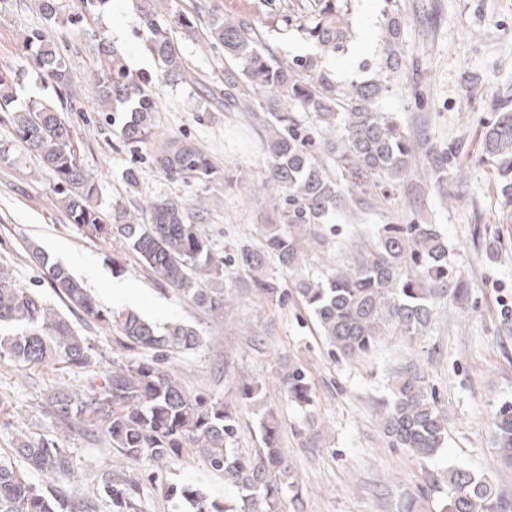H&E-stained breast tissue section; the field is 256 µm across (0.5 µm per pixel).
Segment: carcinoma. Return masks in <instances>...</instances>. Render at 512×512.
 <instances>
[{
  "instance_id": "obj_1",
  "label": "carcinoma",
  "mask_w": 512,
  "mask_h": 512,
  "mask_svg": "<svg viewBox=\"0 0 512 512\" xmlns=\"http://www.w3.org/2000/svg\"><path fill=\"white\" fill-rule=\"evenodd\" d=\"M145 46L161 65L164 78L198 89L203 99L215 93L193 76L170 33L158 21L149 0L141 6ZM348 0H309L305 12L284 15V29L312 43L315 52L287 62L267 44L270 31L255 19L201 11L176 14L189 38L204 35L208 48L224 49V111L248 112L262 121L263 177L260 185L274 200L273 214L261 225L259 247L241 245L229 258L214 254L198 215L170 198L151 201L134 217L116 206L104 212L94 203L97 187L81 162V147L59 112L68 83L67 68L54 44L33 30L23 45L33 55L37 78L53 86L56 98L18 100L26 71L0 70V119L12 125L17 141L39 156L56 178V203L83 236L118 243L164 286L177 290L197 307L224 315L226 261L252 275L253 287L269 302L288 300L270 265L292 273L293 292L317 322L331 351L345 359L370 354L387 336L420 335L430 324L436 303L447 297L463 304L469 288L448 260V240L436 224H384L374 248L322 280L300 274L305 246L317 229L338 217L369 209L366 195L383 197L397 189L409 169L412 145L397 116L381 103L392 92L401 68V22L388 19L384 52L374 77L339 82L325 58L352 40ZM206 22L204 30L198 23ZM95 51L106 64L96 79L97 111L120 140L136 147L152 134L155 86L131 71L121 54L104 40ZM330 134L328 155L312 150L311 129ZM482 148L503 175L512 173V111L503 110L485 128ZM448 147L429 155L433 185L448 196ZM172 181H212L216 167L190 140H173L153 159ZM43 278L67 302L102 328L117 332L138 351L112 360V370L87 390L56 388L46 409L64 432L103 438L121 461L179 459L187 449L199 453L209 470L224 476L234 491L221 499L202 484L154 483L173 502V512H282L286 492L296 486L288 456L280 448L279 427L271 414L260 419L262 448L243 455L235 448L241 407L260 405L262 388L243 379L231 400L194 392L166 367L168 357L202 346L199 332L183 323L157 326L135 312L114 314L41 247L30 245ZM97 356L63 314L51 308L36 288L17 284L0 265V361L22 369L63 364L83 369ZM288 401L300 410L313 404L307 371L298 363L281 377ZM382 428L394 448L417 458L437 455L448 441V419L414 363L399 368L388 384ZM494 444L500 462L512 467V402L494 413ZM14 454L0 459V512H95L86 499L60 488L32 482L22 466L48 479L78 478L71 452L48 437L18 431ZM448 493L440 512H512L491 481L461 466L446 471ZM107 512H143L141 485L123 474L101 476Z\"/></svg>"
}]
</instances>
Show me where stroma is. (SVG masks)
Segmentation results:
<instances>
[{"label": "stroma", "mask_w": 512, "mask_h": 512, "mask_svg": "<svg viewBox=\"0 0 512 512\" xmlns=\"http://www.w3.org/2000/svg\"><path fill=\"white\" fill-rule=\"evenodd\" d=\"M58 22H48L36 0H0V70L24 64L22 39L31 30L45 32L64 58L69 82L61 108L82 146L83 165L93 176L102 208L120 204L138 211L152 197L177 199L201 208L202 223L215 253L227 256L243 244L260 242L259 226L271 215L268 197L253 195L261 175L263 136L257 121L222 105H202L188 85L163 81L158 62L140 35L141 20L132 0H110L92 25L69 24L78 0H58ZM355 38L346 52L330 56L327 65L337 80H366L363 61L378 58L381 28L387 16L401 20L403 61L384 101L396 113L415 148L412 168L397 191L378 199L366 223H337L320 230L305 248V272L333 274L357 252L374 242L376 224H436L452 248L451 258L469 286L466 308L441 300L424 335L409 340L389 336L369 356L345 360L330 353L306 306L289 297L281 306L253 288L243 270L228 271L224 314L217 317L164 286L119 246L83 237L58 208L55 182L39 158L0 122V144L9 155L0 160V264L18 282L37 286L56 307L64 302L40 279L28 242H35L67 266L103 305H110L113 281L129 283L138 295L133 309L157 324L179 320L195 327L203 344L195 352L169 361L191 390L217 399L233 398L241 378L263 387L262 407L239 412L237 446L253 453L261 446L258 430L263 408L273 409L281 425L280 442L295 472L297 495L285 512H438L445 489H430L428 478L459 463L486 476L497 492L512 500V468L501 465L495 450L492 416L501 402L512 401V184L481 151L483 128L512 107V0H352ZM161 23L174 13L217 11L248 15L269 22L271 14H292L297 0H158ZM119 48L133 71L156 85L159 106L153 135L137 150L119 142L96 110L94 86L105 63L94 51V37ZM190 70L211 88L224 85L223 50H206L200 42L178 38ZM420 90L423 105L411 93ZM190 138L214 162L215 183L168 180L153 164L166 141ZM450 145L457 155L450 169L458 181L453 194L439 198L423 182L428 144ZM137 167L139 182L130 186L126 168ZM500 243L497 254L489 241ZM74 327L106 352V359L81 372L63 365L24 370L0 364V397L20 415L16 428L0 431V455L10 456L16 429L49 437L76 458L81 497L96 512H106L99 477L115 453L102 442L63 434L48 418L42 400L48 390L79 383L106 369L109 357L123 356L114 337L81 311L69 312ZM414 362L425 374L448 414V444L430 459H416L390 447L382 432V404L391 373ZM306 369L314 404L301 412L289 404L280 378L289 363ZM144 485V512H171V505L152 486V475L169 483L203 481L217 496L227 495L223 477L211 474L202 456L188 453L165 465L146 460L137 468Z\"/></svg>", "instance_id": "stroma-1"}]
</instances>
